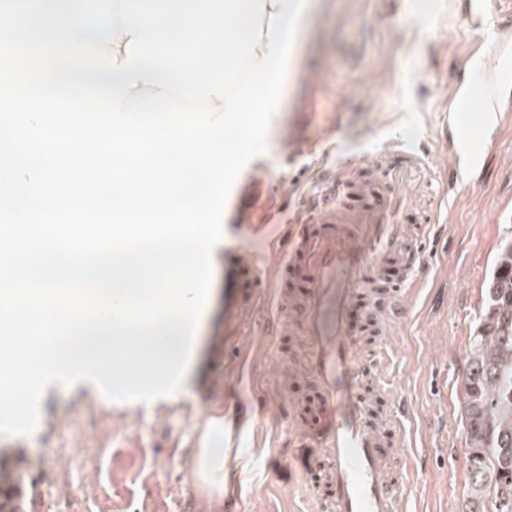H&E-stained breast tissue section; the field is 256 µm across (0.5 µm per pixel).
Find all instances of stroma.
<instances>
[{
    "mask_svg": "<svg viewBox=\"0 0 512 512\" xmlns=\"http://www.w3.org/2000/svg\"><path fill=\"white\" fill-rule=\"evenodd\" d=\"M429 21L415 0H319L300 38L297 75L283 90L267 149L240 172L224 211V240L212 257L209 301L198 329L190 385L153 404L109 403L90 390L49 386L35 433L0 434V464L9 467L24 512H182L193 485L192 512H225L224 501L199 481L196 438L227 433L229 479L240 512H304L307 493L295 486L301 466L286 413L311 417L317 391L298 374L294 336L268 346L269 306L243 312L223 356L214 351L224 316V256L245 248L269 260L278 224L268 222L282 196L294 201L317 192L323 162L359 158L363 167L337 169L349 182L373 176L372 161L390 146L421 150L413 176L412 225L437 232L411 314L392 331L381 366L386 398L406 401L402 448L417 472L406 491L408 512H461L469 442L463 427L462 373L482 311L486 282L512 221L501 209L512 198V127L498 131L499 149L474 184L449 195L448 150L438 135L458 71L477 44L493 33L491 17L472 16L470 0H435ZM248 352L249 375L237 356ZM263 403L266 415L234 431L226 407ZM58 457L43 475L45 449Z\"/></svg>",
    "mask_w": 512,
    "mask_h": 512,
    "instance_id": "35a3bbf8",
    "label": "stroma"
}]
</instances>
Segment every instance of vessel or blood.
I'll use <instances>...</instances> for the list:
<instances>
[{"mask_svg":"<svg viewBox=\"0 0 512 512\" xmlns=\"http://www.w3.org/2000/svg\"><path fill=\"white\" fill-rule=\"evenodd\" d=\"M494 108L474 100L477 111H491L496 126L512 123V87L493 85ZM450 117L443 138L454 163L448 169L452 186H467L479 178L486 160L497 147L496 138L481 137L478 152L468 153L459 134L456 98H449ZM391 163L357 193L334 181L331 167H323L327 189L313 196L306 215L297 216L279 261L262 268L238 249L224 260V333L232 335L244 309L257 299L260 289H271L279 319L286 330L294 316L297 333L306 348L305 363L319 392L321 407L313 419L296 420L299 441H312L315 452L298 475V484L310 491L309 512H407L405 491L414 472L398 449L399 406H386L375 414L365 394L379 357L361 354L348 332L347 315L370 288L383 295L372 320L392 327L412 310L408 298L417 283L414 270L426 263L424 229L398 221L407 211V198L392 195L387 208L376 200L383 185L409 181L418 158L397 150ZM411 257L412 273L397 282H382L381 262L389 256ZM308 272L303 292L291 293L282 278L294 262Z\"/></svg>","mask_w":512,"mask_h":512,"instance_id":"b4317fda","label":"vessel or blood"}]
</instances>
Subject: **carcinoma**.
<instances>
[{
  "mask_svg": "<svg viewBox=\"0 0 512 512\" xmlns=\"http://www.w3.org/2000/svg\"><path fill=\"white\" fill-rule=\"evenodd\" d=\"M462 394L471 490L464 512H512V242L500 248L486 284Z\"/></svg>",
  "mask_w": 512,
  "mask_h": 512,
  "instance_id": "carcinoma-1",
  "label": "carcinoma"
}]
</instances>
